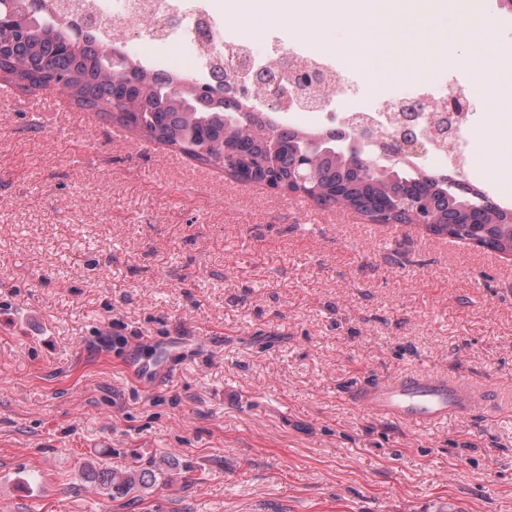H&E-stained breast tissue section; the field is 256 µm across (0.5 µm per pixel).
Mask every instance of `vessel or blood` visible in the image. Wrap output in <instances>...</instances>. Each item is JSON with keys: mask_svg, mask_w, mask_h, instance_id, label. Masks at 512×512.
Instances as JSON below:
<instances>
[{"mask_svg": "<svg viewBox=\"0 0 512 512\" xmlns=\"http://www.w3.org/2000/svg\"><path fill=\"white\" fill-rule=\"evenodd\" d=\"M348 398L371 414L406 423L462 416L480 405L464 382L422 372L399 373L382 382L360 383L349 390Z\"/></svg>", "mask_w": 512, "mask_h": 512, "instance_id": "1", "label": "vessel or blood"}]
</instances>
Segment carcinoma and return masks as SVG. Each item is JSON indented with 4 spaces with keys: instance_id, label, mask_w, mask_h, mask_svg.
<instances>
[{
    "instance_id": "cac0c4a2",
    "label": "carcinoma",
    "mask_w": 512,
    "mask_h": 512,
    "mask_svg": "<svg viewBox=\"0 0 512 512\" xmlns=\"http://www.w3.org/2000/svg\"><path fill=\"white\" fill-rule=\"evenodd\" d=\"M33 12L46 16L44 0H0V19ZM109 45L90 47V37L67 19L53 18L47 24L27 26L4 35L0 43V71L7 80L27 92L40 91L50 79L65 84L67 93L81 108L95 110L141 136L158 140L205 165L224 161V144L241 165L264 157L273 146L281 155L277 177L286 182L288 150L308 152L314 158L312 181L327 196L339 195L342 207L354 208L371 218L385 209L390 193L433 206L434 224L425 225L435 236L478 241L483 248L512 254V208L496 204L476 183L453 171L431 170L399 160L389 172H379L369 163H352L322 151L311 142L344 140L320 129H290L259 112L249 114L246 129L235 130L226 119L237 103L226 99L194 101L195 84L178 72L163 78L124 55L115 58ZM121 100L133 112H114ZM178 463L163 459L135 468H113L86 459L79 466L84 481L111 499L168 486Z\"/></svg>"
}]
</instances>
